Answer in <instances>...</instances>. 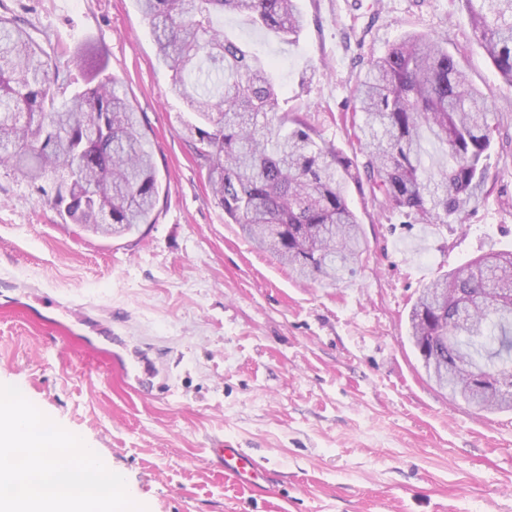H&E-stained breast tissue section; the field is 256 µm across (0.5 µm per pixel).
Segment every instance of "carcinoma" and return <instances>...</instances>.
Returning a JSON list of instances; mask_svg holds the SVG:
<instances>
[{
	"mask_svg": "<svg viewBox=\"0 0 512 512\" xmlns=\"http://www.w3.org/2000/svg\"><path fill=\"white\" fill-rule=\"evenodd\" d=\"M155 35L172 92L193 111L184 124L224 214L257 247L301 279L336 281L364 252L350 184L428 224L459 219L480 200L494 132L484 94L468 80L448 39L407 35L360 81L357 136L363 161L341 157L299 112L284 111L270 62L217 22L239 14L288 40L304 26L298 0H137ZM473 35L512 85V0H463ZM76 55L90 69L82 89L57 99L50 56L30 32L0 16V166L33 184L54 182L62 218L98 234L125 235L156 222L160 197L150 139L94 46ZM448 162L434 165L423 132ZM482 256L433 281L409 315L410 337L429 379L480 410L512 409V250ZM472 304L460 324L456 289ZM455 337L451 345L439 335Z\"/></svg>",
	"mask_w": 512,
	"mask_h": 512,
	"instance_id": "cac0c4a2",
	"label": "carcinoma"
}]
</instances>
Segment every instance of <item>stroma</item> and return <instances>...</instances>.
I'll use <instances>...</instances> for the list:
<instances>
[{
  "label": "stroma",
  "mask_w": 512,
  "mask_h": 512,
  "mask_svg": "<svg viewBox=\"0 0 512 512\" xmlns=\"http://www.w3.org/2000/svg\"><path fill=\"white\" fill-rule=\"evenodd\" d=\"M285 43L227 13V34L271 59L280 104L359 154L356 87L403 36L444 35L498 128L481 204L423 224L351 188L366 249L340 280L302 282L229 222L181 130L136 0H0L83 85L73 54L103 46L119 92L142 117L160 183L155 223L104 240L64 223L36 185L0 167V382L96 448L148 512H512V411L485 413L430 382L409 313L440 274L512 249V85L473 36L460 0H299ZM42 294L43 321L83 319L146 355L135 382L90 368L63 337L7 309ZM222 439L274 475L236 484L207 450Z\"/></svg>",
  "instance_id": "stroma-1"
}]
</instances>
